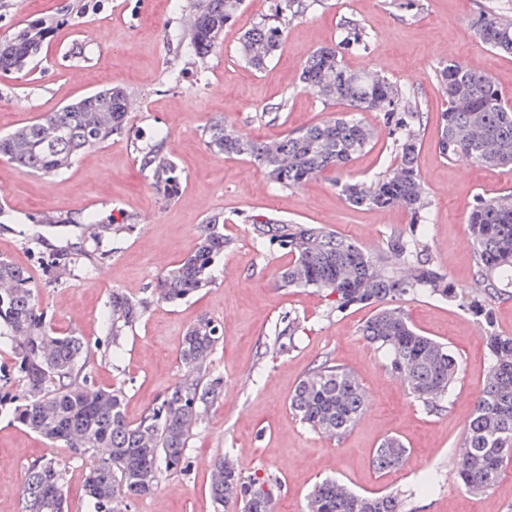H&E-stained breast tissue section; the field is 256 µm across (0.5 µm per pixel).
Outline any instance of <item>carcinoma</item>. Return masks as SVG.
Returning <instances> with one entry per match:
<instances>
[{
    "label": "carcinoma",
    "mask_w": 512,
    "mask_h": 512,
    "mask_svg": "<svg viewBox=\"0 0 512 512\" xmlns=\"http://www.w3.org/2000/svg\"><path fill=\"white\" fill-rule=\"evenodd\" d=\"M243 0H201L190 26V45L203 59L220 42L224 23ZM297 0H284L275 13L247 30L239 52L261 70L277 50L280 19ZM343 41L367 48L359 24L342 23ZM479 39L494 50L512 53V19L490 8L478 13ZM39 50V42L20 34L0 45V70L18 71ZM301 82L326 104L346 111L303 129L265 141L241 135L222 120L208 125L207 144L215 152L243 157L257 165L270 184L296 188L327 169H341L375 138L374 129L356 113L380 111L399 163L374 180L337 182L342 198L355 207L400 206L410 213L408 227L390 233L376 252L320 224H295L264 214L247 217L253 236L288 251L291 260L280 271L278 287L315 288L325 293L331 309L342 313L354 305H379L361 335L385 354L393 375L424 409L441 413L448 407L460 374L457 356L444 344L418 333L398 302L427 294L460 302L491 323L494 304L512 296V192L480 196L467 222L474 257L477 292L464 299L448 285L447 273L433 260L427 245L428 202L417 174L420 112L410 98L384 76L347 67L336 46L316 50L304 64ZM436 80L447 98L442 113L440 152L446 158L487 166L512 167V107L487 76L450 60ZM128 98L111 87L74 100L56 112L0 136V156L26 173L54 174L70 166L80 153L104 144L124 129ZM157 193L175 196L180 177L174 162L159 149L146 152ZM224 214L208 216L199 227L195 251L159 276L154 295L168 303L184 300L210 283L211 268L224 253ZM145 302L114 290L108 306L112 346L141 317ZM0 329L13 337L24 395L14 420L53 442L88 456L86 494L95 512H126L135 500L152 494L165 472L185 469L187 449L202 410L220 396L224 382L210 374L208 361L221 328L199 320L182 339L183 378L136 425L127 422L120 388H94L84 370L89 352L78 336L50 331L27 272L0 259ZM490 370L478 393L460 443L458 478L472 493L485 492L499 481L512 458V336L485 332ZM365 406V392L348 368L324 362L299 382L289 398L290 412L310 429L330 438L351 430ZM408 448L397 437L375 449L372 465L387 471L402 465ZM210 497L218 507L241 504V512H273L275 477H246L227 457L213 464ZM63 472L53 459L31 463L22 489V512H65ZM306 512H403L397 492L358 495L335 479L316 484Z\"/></svg>",
    "instance_id": "cac0c4a2"
}]
</instances>
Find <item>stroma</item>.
<instances>
[{"label":"stroma","mask_w":512,"mask_h":512,"mask_svg":"<svg viewBox=\"0 0 512 512\" xmlns=\"http://www.w3.org/2000/svg\"><path fill=\"white\" fill-rule=\"evenodd\" d=\"M0 0V43L36 34L40 50L20 71L0 72V133L13 131L73 100L120 86L137 108L121 134L78 155L59 173L37 176L0 156V184L12 190L0 203V258L26 270L50 327L83 337L91 358L85 372L97 388H122L125 413L138 423L179 381L182 338L201 318L222 328L210 370L222 376L220 398L203 412L187 450V467L160 478L157 491L128 512H214L209 496L216 458L235 460L245 476L276 477L274 512H305L306 496L326 478L361 495L407 494L405 512H512V461L489 491L471 493L457 479L459 442L490 363L488 324L458 304L427 295L406 298L413 325L444 343L461 364L447 412L426 413L391 374L381 352L360 334L374 306L336 313L311 288H276L286 252L262 245L246 221L272 214L321 224L374 251L410 221L401 207L347 204L337 182L371 181L395 162L383 115L362 113L376 132L372 143L340 171L328 170L299 188L267 184L262 170L213 152L205 130L223 119L243 135L267 140L326 120L323 105L299 80L318 48L337 42L343 21L369 37L365 52L346 51L351 69L384 75L413 96L423 114L417 171L430 203L432 255L458 295H473L474 260L467 218L477 196L512 191V168L452 161L437 144L447 104L436 72L448 60L489 75L512 103V54L483 45L476 33L478 4L512 18V0H317L289 21L264 70L239 54L245 31L270 15L277 0H245L207 58L189 45L199 0ZM453 38L454 53L439 49ZM280 107L277 120L267 111ZM163 144L178 168L181 189L166 198L154 189L141 149ZM224 214L230 241L211 270L212 282L176 305L151 291L159 275L198 244L208 214ZM146 300L139 322L104 354L113 290ZM300 319L292 343L279 345L283 313ZM331 360L354 371L365 395L356 425L341 439L311 431L289 411L288 399L310 369ZM23 396L15 344L0 336V512H21L28 465L59 460L66 470L67 512H93L84 491L87 458L52 443L12 419ZM398 436L408 448L403 467L377 472L380 441ZM430 476L432 490L420 487Z\"/></svg>","instance_id":"stroma-1"}]
</instances>
